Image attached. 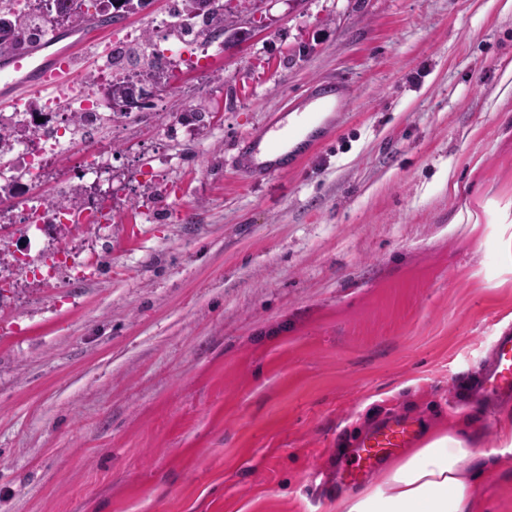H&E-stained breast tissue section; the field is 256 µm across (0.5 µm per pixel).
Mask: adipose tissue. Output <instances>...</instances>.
I'll return each instance as SVG.
<instances>
[{
  "mask_svg": "<svg viewBox=\"0 0 512 512\" xmlns=\"http://www.w3.org/2000/svg\"><path fill=\"white\" fill-rule=\"evenodd\" d=\"M489 463L452 420L447 433L426 432L419 447L388 462L380 480L345 493L342 512H472Z\"/></svg>",
  "mask_w": 512,
  "mask_h": 512,
  "instance_id": "obj_1",
  "label": "adipose tissue"
}]
</instances>
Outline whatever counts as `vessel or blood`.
<instances>
[{"label": "vessel or blood", "mask_w": 512, "mask_h": 512, "mask_svg": "<svg viewBox=\"0 0 512 512\" xmlns=\"http://www.w3.org/2000/svg\"><path fill=\"white\" fill-rule=\"evenodd\" d=\"M80 36L74 46L57 47L55 39L16 55L0 59V85L24 88L33 92L59 88L81 67L76 53L87 44ZM338 83H321L308 95V102H320L326 112L338 110L342 101L337 96ZM317 146L307 139L291 150L272 154L268 139L258 138L251 144L254 168L265 176H273L297 167ZM474 396L495 401L512 394V330L505 329L495 337L488 359L474 381ZM416 434L413 422L393 419L369 432L345 460L342 473L346 481L355 483L374 474L383 461L408 447Z\"/></svg>", "instance_id": "b4317fda"}]
</instances>
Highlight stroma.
Instances as JSON below:
<instances>
[{
    "instance_id": "35a3bbf8",
    "label": "stroma",
    "mask_w": 512,
    "mask_h": 512,
    "mask_svg": "<svg viewBox=\"0 0 512 512\" xmlns=\"http://www.w3.org/2000/svg\"><path fill=\"white\" fill-rule=\"evenodd\" d=\"M172 0L95 29L165 41ZM184 53L111 154L100 229L0 267V512H341L349 448L456 403L512 327V0H257ZM328 77L347 97L296 170L232 159ZM475 512H512V458Z\"/></svg>"
}]
</instances>
